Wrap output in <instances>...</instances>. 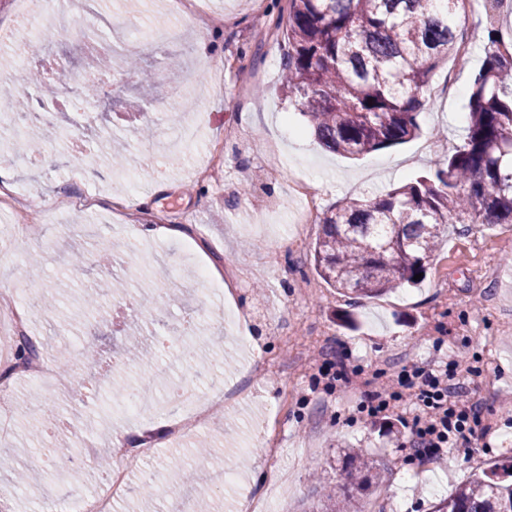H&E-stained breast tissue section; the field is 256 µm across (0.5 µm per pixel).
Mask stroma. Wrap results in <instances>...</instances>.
Wrapping results in <instances>:
<instances>
[{"label": "stroma", "instance_id": "stroma-1", "mask_svg": "<svg viewBox=\"0 0 512 512\" xmlns=\"http://www.w3.org/2000/svg\"><path fill=\"white\" fill-rule=\"evenodd\" d=\"M287 11L288 0H209L202 37L144 53L141 65L156 77L152 90H143L135 75L111 71L102 80L107 100L81 93L82 32L96 15L111 13L115 24L99 38L124 49L131 27L159 32L174 23L173 0H83L72 30L56 33L63 48L56 63L66 71L69 100L55 96L32 107L47 115L51 139L17 164L14 140L0 139V167L11 169L17 188L12 209L0 211V290L22 299L32 280L65 282L59 312L34 316L38 353L53 362L63 345L76 351L89 345L99 356L74 366L66 383L55 387L24 380L14 385L13 427L0 439V488L23 471L38 477L17 496L14 512H30L44 499L67 502L98 484L102 467L66 476L57 469L59 461L79 454V439H92L108 458L115 428L146 433L178 416V405L166 400L167 385L122 355L139 343L152 349L154 367H162L184 353L192 319L200 323L201 338L185 363L184 381L205 393L219 386L246 392L240 402H224L221 413L210 414L203 433L235 480L219 484L211 460L196 451L199 436L168 433L162 448L130 475L134 492L117 502L115 512H162V501L139 498L145 484L161 486L175 504L211 499L213 512H237L240 497L263 492L282 497L287 512H320L323 484L339 490L345 483L332 464L347 448L380 464V485L365 499L366 512H432L474 471L512 463V224L449 229L420 286L355 302L317 274L313 244L320 227L308 225L295 238L301 203L288 196L290 180H312L324 213L342 199L382 195L433 172L463 141L466 100L435 93L419 117L422 134L404 144L359 160L326 150L282 86L287 45L275 22ZM484 25V16H477L478 37L466 61L441 62L432 88L450 70L469 87L485 57ZM206 45L217 64L233 57V70L202 87L179 84L169 56L185 61ZM176 98L193 101L180 125H193L194 136L180 155L164 150L179 132L180 125L168 121ZM128 108L146 109L154 138H138L123 115ZM88 125L110 135L136 182L115 174L110 154L83 136ZM214 142L224 150L223 172L215 182L197 180L192 166ZM267 167L277 168L280 178H259ZM31 188L66 206L21 232L17 225ZM84 194L89 206L69 205V198ZM126 196L138 197L139 205L124 207ZM277 197L286 207L268 212ZM141 224L176 225L183 234L147 241L137 233ZM75 252L84 256L78 267L68 263ZM203 261L225 270L229 295L200 292L195 268ZM106 277L126 281L127 289L102 313L88 315L83 297ZM320 353L344 358L349 384L324 390L315 361ZM445 363L456 364L457 382L481 403L491 431L484 446L449 449L420 468L407 460L408 433L400 423L411 417L410 406L389 422L362 419L357 408L374 375L389 379L406 365ZM145 392L163 399L156 413L114 410V394L133 399ZM39 405L53 409L54 425L42 426L33 412ZM173 457L184 458L192 483L169 469Z\"/></svg>", "mask_w": 512, "mask_h": 512}]
</instances>
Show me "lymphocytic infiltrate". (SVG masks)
I'll list each match as a JSON object with an SVG mask.
<instances>
[{
  "instance_id": "obj_1",
  "label": "lymphocytic infiltrate",
  "mask_w": 512,
  "mask_h": 512,
  "mask_svg": "<svg viewBox=\"0 0 512 512\" xmlns=\"http://www.w3.org/2000/svg\"><path fill=\"white\" fill-rule=\"evenodd\" d=\"M404 399L415 407L411 421L404 424L409 457L414 461L442 457L452 448L475 447L489 432L481 404L465 398L441 365L405 367L397 387L371 391L358 411L373 421L386 420L393 404Z\"/></svg>"
}]
</instances>
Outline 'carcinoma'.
<instances>
[{
  "mask_svg": "<svg viewBox=\"0 0 512 512\" xmlns=\"http://www.w3.org/2000/svg\"><path fill=\"white\" fill-rule=\"evenodd\" d=\"M502 0H485L488 52L468 89L463 144L430 176L384 196L336 203L321 219L314 261L339 293L381 295L414 286L453 224H512V28L499 27ZM461 0H288L283 30L285 87L316 139L349 158L402 144L420 131L440 62L458 55ZM140 55L112 54V70ZM36 305L52 309L62 288L36 280ZM374 468L346 455L351 490L323 491L325 512H364L370 485L354 470ZM433 512H512V484L494 469L473 474Z\"/></svg>",
  "mask_w": 512,
  "mask_h": 512,
  "instance_id": "obj_1",
  "label": "carcinoma"
}]
</instances>
